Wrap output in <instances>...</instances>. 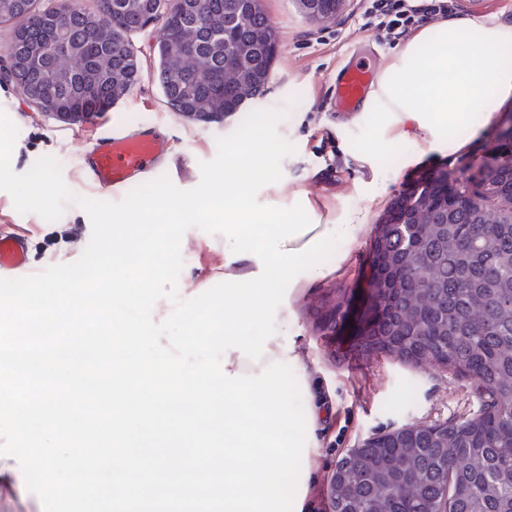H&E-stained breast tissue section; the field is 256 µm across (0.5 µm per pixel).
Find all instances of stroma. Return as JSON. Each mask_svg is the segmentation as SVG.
I'll list each match as a JSON object with an SVG mask.
<instances>
[{"label": "stroma", "instance_id": "1", "mask_svg": "<svg viewBox=\"0 0 512 512\" xmlns=\"http://www.w3.org/2000/svg\"><path fill=\"white\" fill-rule=\"evenodd\" d=\"M277 39L271 79L264 94L220 121L184 118L167 104L157 74L162 21L150 22L131 41L139 77L130 96L91 120L65 124L45 117L14 84H0V112L18 127L11 155L14 172L28 171L37 159L50 155L62 166L68 188L81 197L121 201L120 191L97 188L80 159L98 138L116 128L133 131L150 127L168 142L160 172L175 186L188 190L201 179L200 165L217 153L218 137L232 133L245 115L259 109L284 108L278 126L295 151L281 163L282 179L263 186L261 204L290 208L296 203L322 217L344 207L367 210L369 224H378L400 194L430 175L445 171L459 178L476 177L499 141L489 125L464 151L451 156L428 151L421 141L377 149L358 112L336 109L335 80L360 57H372L384 68L395 43L363 30L360 15L365 0H344L336 16L325 23L310 20L296 0H261ZM393 178L377 192L379 170ZM0 234L22 238L33 272L76 261L91 237L88 215L68 204L55 222L37 214L19 213L11 196L0 191ZM371 233L349 246V258L330 277L303 286L291 302L298 333L294 338L305 362L314 369L321 398L333 405L318 430L319 450L310 458V512H331L327 494L337 462L365 440L406 424H445L475 414L480 401L471 380L434 363L414 366L384 354L354 355V319L366 301L361 294L372 276ZM183 267L177 280L181 298H193L224 281H236L239 268L224 266V237L189 228L181 241Z\"/></svg>", "mask_w": 512, "mask_h": 512}]
</instances>
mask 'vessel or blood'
<instances>
[{
    "label": "vessel or blood",
    "instance_id": "vessel-or-blood-1",
    "mask_svg": "<svg viewBox=\"0 0 512 512\" xmlns=\"http://www.w3.org/2000/svg\"><path fill=\"white\" fill-rule=\"evenodd\" d=\"M376 77L375 65L367 60L358 61L341 71L336 77L339 110L355 111ZM167 151V142L152 133L116 131L97 140L83 161L90 169L94 184L103 190H117L129 187L154 172ZM26 264L24 241L0 235V274L24 272Z\"/></svg>",
    "mask_w": 512,
    "mask_h": 512
}]
</instances>
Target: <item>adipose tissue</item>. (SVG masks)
Segmentation results:
<instances>
[{
  "instance_id": "1",
  "label": "adipose tissue",
  "mask_w": 512,
  "mask_h": 512,
  "mask_svg": "<svg viewBox=\"0 0 512 512\" xmlns=\"http://www.w3.org/2000/svg\"><path fill=\"white\" fill-rule=\"evenodd\" d=\"M512 24L494 17L454 16L422 27L393 54L361 116L380 146L423 139L429 150L458 153V131H483L512 99ZM261 363L231 352L227 372L257 375L262 364L291 359L308 388L316 382L299 351L270 340Z\"/></svg>"
}]
</instances>
